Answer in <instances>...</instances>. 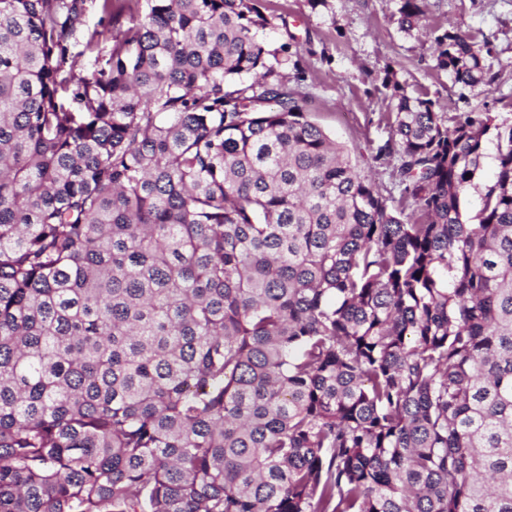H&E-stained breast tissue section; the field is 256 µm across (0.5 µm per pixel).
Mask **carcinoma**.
Here are the masks:
<instances>
[{"instance_id": "carcinoma-1", "label": "carcinoma", "mask_w": 512, "mask_h": 512, "mask_svg": "<svg viewBox=\"0 0 512 512\" xmlns=\"http://www.w3.org/2000/svg\"><path fill=\"white\" fill-rule=\"evenodd\" d=\"M86 2L0 0V512H512V125L386 73L395 207L258 0ZM483 171L476 175L470 185L467 186L462 196L463 206L468 216H474L481 207V198L485 186L492 181L497 169L496 146L494 142L485 144Z\"/></svg>"}]
</instances>
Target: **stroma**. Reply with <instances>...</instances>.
I'll list each match as a JSON object with an SVG mask.
<instances>
[{
  "label": "stroma",
  "instance_id": "1",
  "mask_svg": "<svg viewBox=\"0 0 512 512\" xmlns=\"http://www.w3.org/2000/svg\"><path fill=\"white\" fill-rule=\"evenodd\" d=\"M267 27L257 37L268 48L294 41L302 68L285 67L298 84L306 110L353 164L385 196L400 187L394 162L374 160L389 129L384 121L394 104L379 90L393 69L406 94L427 97L436 111L489 112L512 124V0H424L422 28L402 30L400 0H258ZM458 28L488 45L495 79L472 89L455 84L436 66L428 29Z\"/></svg>",
  "mask_w": 512,
  "mask_h": 512
}]
</instances>
